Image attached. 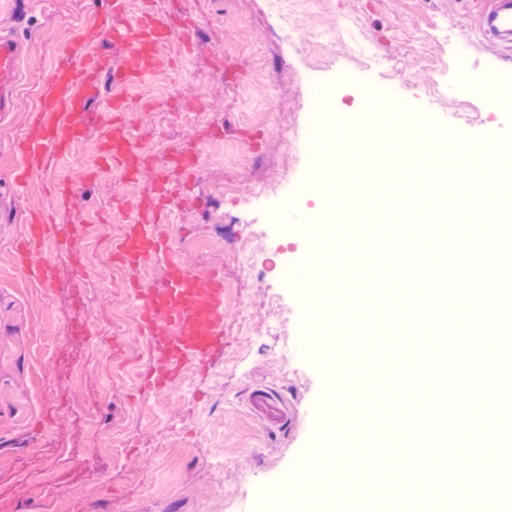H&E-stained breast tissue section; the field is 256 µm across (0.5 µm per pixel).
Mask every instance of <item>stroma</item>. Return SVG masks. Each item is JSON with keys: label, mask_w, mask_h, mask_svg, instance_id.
<instances>
[{"label": "stroma", "mask_w": 512, "mask_h": 512, "mask_svg": "<svg viewBox=\"0 0 512 512\" xmlns=\"http://www.w3.org/2000/svg\"><path fill=\"white\" fill-rule=\"evenodd\" d=\"M147 7L176 29L193 20V41L168 40L170 70L146 71L117 91L122 118L109 114L116 91L102 81L67 163L50 161L12 189L11 171L23 162L15 145L33 129L60 46L79 33L94 37L106 5L29 0L25 22H6L22 63L17 105L0 124V512H257L263 491L310 451L340 370L325 363L323 339L303 349L314 297L282 280L311 256L307 228L319 219L329 145L365 112L364 93L388 84L394 99L375 111L397 104L473 138L512 127L507 111L484 109L487 78L505 62L481 34L473 0H129L130 14ZM461 56L474 88L468 98L455 71L430 66ZM340 71L358 84L334 86L314 107L311 76L333 83ZM144 112L165 118L139 130L153 147L140 174L105 169L107 135ZM282 125L291 142L279 135ZM50 174L83 186V200L61 206L46 186ZM163 187L179 215L168 226L174 255L224 276V348L207 368L188 363L169 387L153 389L146 376L156 360L136 329L134 271L100 268L103 289L93 292L70 251L110 246L106 216L147 223ZM29 211L54 216L42 257L56 277L46 291L16 255L20 225L10 216ZM88 225L97 238L71 243L69 231ZM206 235L216 238L210 250L185 247ZM120 298L130 329L111 336L105 327ZM257 389L273 394L279 419L252 409ZM85 409L101 428L121 426L125 447L99 450Z\"/></svg>", "instance_id": "obj_1"}]
</instances>
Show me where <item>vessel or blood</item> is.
<instances>
[{
  "label": "vessel or blood",
  "instance_id": "b4317fda",
  "mask_svg": "<svg viewBox=\"0 0 512 512\" xmlns=\"http://www.w3.org/2000/svg\"><path fill=\"white\" fill-rule=\"evenodd\" d=\"M111 13L113 22L122 23V38L135 59L146 62L154 70L168 68V60L154 49L160 38L170 34L164 19L147 13L127 17L126 0H111ZM478 20L483 33H495L499 22L512 20V0H491L490 5L480 6ZM59 55L60 64L44 83L41 103L32 115L38 136L21 143L25 163L18 168L17 179L22 183L31 177L45 154L60 157L69 154L73 142L81 136L85 108L100 93L102 74H109L116 84L133 82L143 75L144 69L136 67L111 68L94 44L82 36L65 43ZM19 59L17 41L0 34L1 113L14 108ZM48 229V221L42 214L30 213L25 233L17 245L26 273L46 288L52 283V273L38 255L48 238ZM114 250L128 264L137 267L150 263L156 255L169 256L164 288L136 291L140 318L152 342L164 355L162 367L155 372L157 385H169L183 362L207 364L224 344L222 278L216 274L199 278L170 256L167 243L145 237L137 224L130 225L125 239Z\"/></svg>",
  "mask_w": 512,
  "mask_h": 512
}]
</instances>
